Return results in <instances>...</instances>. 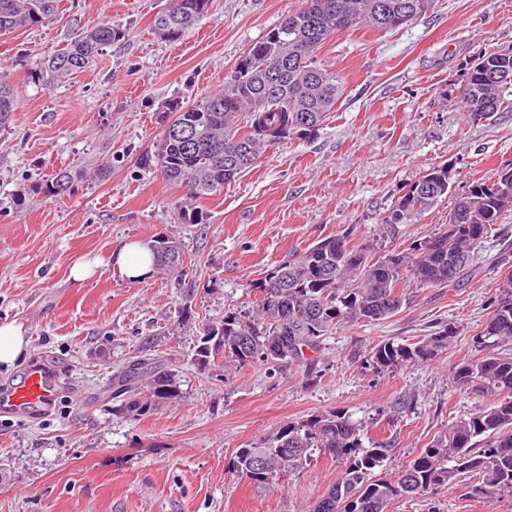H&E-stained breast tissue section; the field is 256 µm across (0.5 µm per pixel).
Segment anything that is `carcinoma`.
<instances>
[{
	"mask_svg": "<svg viewBox=\"0 0 512 512\" xmlns=\"http://www.w3.org/2000/svg\"><path fill=\"white\" fill-rule=\"evenodd\" d=\"M334 0H304L261 39L243 52L253 63L247 73L235 68L224 88L185 106L170 109L155 154L143 164L163 179L187 189L177 205L178 219L201 223L194 202L213 196L238 180L267 152L287 139L311 140L334 111L343 84L336 72L318 59L322 46L336 33L367 25L396 30L427 14L435 0H343L348 21L331 8ZM58 0H0V32L46 26ZM211 0H166L153 26L159 38L175 42L208 12ZM125 32L106 22L77 34L40 66L36 78L50 87L96 63L101 51L123 40ZM311 44L307 56L296 50ZM493 73L488 103L478 105L470 88L484 86ZM463 102L466 111L484 120L512 112V50L480 54L466 72ZM18 107L9 75L0 73V126ZM279 133L275 142L268 131ZM499 169L489 179L477 178L454 194L451 210L472 206L469 223L446 224L432 236L414 241L400 252L353 241V231L329 235L294 260L275 268L251 286L257 291L251 309L224 313L205 324L194 362L199 369L222 371L230 366L312 362L304 350L319 351L326 337L342 324L380 321L396 313L404 302L403 287L445 288L473 272L474 263L493 226L512 213V181L502 192ZM421 179L428 195L414 199V207L399 217L387 215L378 239L395 238L396 225L422 215L448 198L453 173L435 166ZM69 172L46 180L40 192L51 198L71 192ZM155 270L162 275L184 274L182 245L174 237L149 242ZM456 327L438 326L411 343L381 341L369 351L365 364L378 373L405 364L432 361L448 350ZM478 357L458 363L451 371L455 388L472 389L492 397L487 407L448 424L394 475L376 479L373 469L388 456L389 443L363 444L361 425L340 413L315 415L282 424L269 438L239 449L232 462L236 476L257 487L301 471L320 452L344 461L336 483L315 504L313 512H386L398 497H426L462 476L481 479L480 492L512 491V355L495 349L512 344V270L504 269L495 286L491 311L473 339ZM179 371L173 361L137 356L112 378V414L139 419L181 399ZM264 458L261 468L255 458Z\"/></svg>",
	"mask_w": 512,
	"mask_h": 512,
	"instance_id": "obj_1",
	"label": "carcinoma"
}]
</instances>
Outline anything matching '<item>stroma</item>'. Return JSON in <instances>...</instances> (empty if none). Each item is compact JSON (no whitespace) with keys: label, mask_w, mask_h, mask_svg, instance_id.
<instances>
[{"label":"stroma","mask_w":512,"mask_h":512,"mask_svg":"<svg viewBox=\"0 0 512 512\" xmlns=\"http://www.w3.org/2000/svg\"><path fill=\"white\" fill-rule=\"evenodd\" d=\"M303 0H212L181 40L153 30L165 0H59L52 23L0 33V69L19 105L0 128V323L22 325L24 360L0 366L19 382L43 361L66 391L50 412L0 417V512H311L342 472L315 455L301 472L259 488L231 468L238 449L288 421L342 413L373 442L392 445L373 471L388 477L444 426L489 403L453 388L452 367L473 357L499 273L512 266V216L482 247L476 273L445 288H406L393 317L337 328L312 366L288 362L200 372L193 351L206 322L246 306L251 284L289 255L352 228L374 243L381 218L408 185L445 163L454 188L512 164V112L480 120L460 103L465 63L512 47V0H437L398 30L357 27L318 57L344 95L317 139L268 151L221 194L199 200L200 224H183V185L141 160L153 154L174 103L221 89L237 57ZM112 22L123 40L89 70L52 87L28 80L78 31ZM69 170L73 191L36 193ZM178 239L182 277L131 283L110 267L123 243ZM100 261L76 283L81 257ZM457 329L428 363L387 372L363 367L378 341L416 340L437 324ZM175 360L182 399L141 420L112 413V377L130 358ZM402 422L390 424L398 404ZM471 478L425 499L399 498L387 512H512V492L478 493Z\"/></svg>","instance_id":"1"}]
</instances>
